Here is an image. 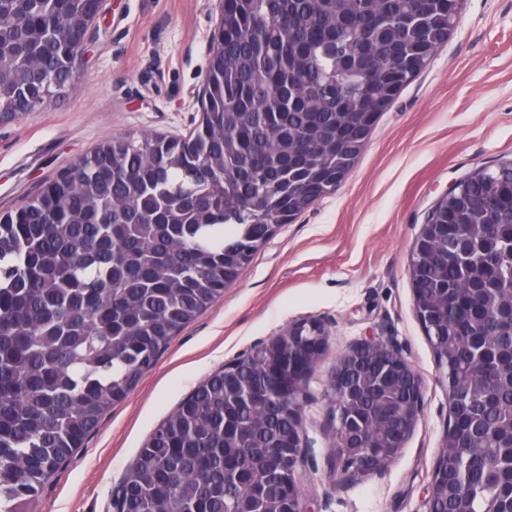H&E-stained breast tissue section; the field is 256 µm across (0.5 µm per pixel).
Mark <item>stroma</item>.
I'll return each mask as SVG.
<instances>
[{"instance_id": "35a3bbf8", "label": "stroma", "mask_w": 512, "mask_h": 512, "mask_svg": "<svg viewBox=\"0 0 512 512\" xmlns=\"http://www.w3.org/2000/svg\"><path fill=\"white\" fill-rule=\"evenodd\" d=\"M219 14L217 0H107L74 85L0 125V213L104 138L194 129ZM508 160L512 0H464L447 43L381 113L340 187L261 245L223 298L173 337L45 486L40 512H113L112 490L155 426L210 373L306 319L323 321L329 336L303 411L302 497L314 512H425L448 389L413 305L411 248L442 193ZM371 336L419 375L424 412L386 472L339 483L324 392L337 357Z\"/></svg>"}]
</instances>
